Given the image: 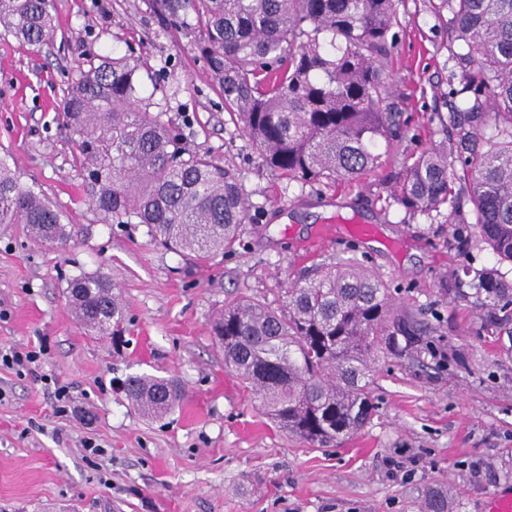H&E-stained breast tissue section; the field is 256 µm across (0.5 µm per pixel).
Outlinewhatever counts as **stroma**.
Wrapping results in <instances>:
<instances>
[{
  "instance_id": "obj_1",
  "label": "stroma",
  "mask_w": 512,
  "mask_h": 512,
  "mask_svg": "<svg viewBox=\"0 0 512 512\" xmlns=\"http://www.w3.org/2000/svg\"><path fill=\"white\" fill-rule=\"evenodd\" d=\"M437 2L396 0L398 37L381 66L383 106L400 126L377 169L332 186L263 165L193 36L166 28L152 0H54L56 36L40 46L0 32V151L72 230L49 244L26 225H0V349L43 351L29 371L0 366V512H420L430 487L447 490L448 512H485L512 493V324L488 332L489 311L458 289L469 267H499L510 286L512 264L485 246L459 248L447 208L412 215L386 191L409 157L443 138L433 115L448 110L460 45ZM105 53L141 55L150 111L181 127L188 148L236 170L250 219L235 252L201 260L169 250L144 225L88 206L58 105L78 67ZM355 218L375 235L345 232ZM342 260L387 282L443 356L380 360L369 423L313 447L279 429L225 369L211 325L239 296L281 307L289 281ZM83 274L110 279L121 342L76 320L67 287ZM136 373L177 381L179 406L143 416L115 386ZM47 375L69 386L75 413H57Z\"/></svg>"
}]
</instances>
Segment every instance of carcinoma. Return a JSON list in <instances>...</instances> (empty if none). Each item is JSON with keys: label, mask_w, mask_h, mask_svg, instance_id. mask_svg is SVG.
<instances>
[{"label": "carcinoma", "mask_w": 512, "mask_h": 512, "mask_svg": "<svg viewBox=\"0 0 512 512\" xmlns=\"http://www.w3.org/2000/svg\"><path fill=\"white\" fill-rule=\"evenodd\" d=\"M168 24L193 34L210 78L224 94L265 166L302 183L357 182L377 168L399 114L380 108V60L396 35L395 0H155ZM446 28L463 41L461 79L448 82V116L436 114L444 141L411 157L389 197L415 215L438 210L460 169L480 240L512 262V0H440ZM53 0H0V28L37 46L54 33ZM331 35L329 43L320 41ZM143 62L98 56L80 70L62 101L90 203L114 224H143L150 237L201 259L232 251L249 220L236 172L186 148L182 133L141 97ZM493 111H486V106ZM457 241L471 231L448 213ZM0 224H26L40 241H65L62 214L22 184L0 156ZM467 286L491 310V324L512 321V295L498 271L480 269ZM85 330L117 337L123 311L103 275L68 282ZM224 366L254 390L286 433L324 447L360 430L374 410L381 358H412L431 333L378 276L351 262L321 266L285 291L277 311L236 300L212 322ZM121 389L151 418L183 398L173 382L144 374ZM423 512H448V492L426 491Z\"/></svg>", "instance_id": "obj_1"}]
</instances>
